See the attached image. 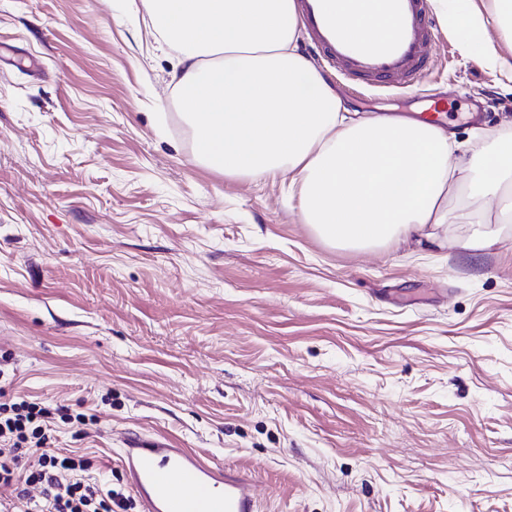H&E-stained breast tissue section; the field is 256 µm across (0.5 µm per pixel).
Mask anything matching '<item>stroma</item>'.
Wrapping results in <instances>:
<instances>
[{
    "mask_svg": "<svg viewBox=\"0 0 512 512\" xmlns=\"http://www.w3.org/2000/svg\"><path fill=\"white\" fill-rule=\"evenodd\" d=\"M434 52L456 139L512 133V82ZM176 66L142 0H0V402L84 415L57 447L124 492L141 433L249 467L258 512H512V238L325 245L281 180L198 165Z\"/></svg>",
    "mask_w": 512,
    "mask_h": 512,
    "instance_id": "1",
    "label": "stroma"
}]
</instances>
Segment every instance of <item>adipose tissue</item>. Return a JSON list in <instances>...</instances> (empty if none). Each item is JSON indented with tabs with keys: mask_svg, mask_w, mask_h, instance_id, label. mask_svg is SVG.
<instances>
[{
	"mask_svg": "<svg viewBox=\"0 0 512 512\" xmlns=\"http://www.w3.org/2000/svg\"><path fill=\"white\" fill-rule=\"evenodd\" d=\"M160 45L177 49V101L194 152L228 179H287L299 210L340 249L407 245L477 256L512 236V136L484 131L461 163L444 124L401 114L351 115L298 51L294 0H144ZM461 51L512 78V0H432ZM348 35L387 30L372 0L339 13ZM452 224L464 225L449 234Z\"/></svg>",
	"mask_w": 512,
	"mask_h": 512,
	"instance_id": "adipose-tissue-1",
	"label": "adipose tissue"
}]
</instances>
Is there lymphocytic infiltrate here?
<instances>
[{"label":"lymphocytic infiltrate","mask_w":512,"mask_h":512,"mask_svg":"<svg viewBox=\"0 0 512 512\" xmlns=\"http://www.w3.org/2000/svg\"><path fill=\"white\" fill-rule=\"evenodd\" d=\"M68 408L20 396L0 403V512H128L110 481L90 478L92 462L53 445Z\"/></svg>","instance_id":"1"}]
</instances>
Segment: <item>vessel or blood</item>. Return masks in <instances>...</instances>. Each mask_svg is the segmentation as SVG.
Listing matches in <instances>:
<instances>
[{
  "label": "vessel or blood",
  "mask_w": 512,
  "mask_h": 512,
  "mask_svg": "<svg viewBox=\"0 0 512 512\" xmlns=\"http://www.w3.org/2000/svg\"><path fill=\"white\" fill-rule=\"evenodd\" d=\"M378 10L386 34L360 42L339 27L334 0H297L312 48L342 80L375 89L420 85L434 57L428 0H378ZM121 464L143 512H257L251 474L211 465L165 439L127 437Z\"/></svg>",
  "instance_id": "1"
}]
</instances>
